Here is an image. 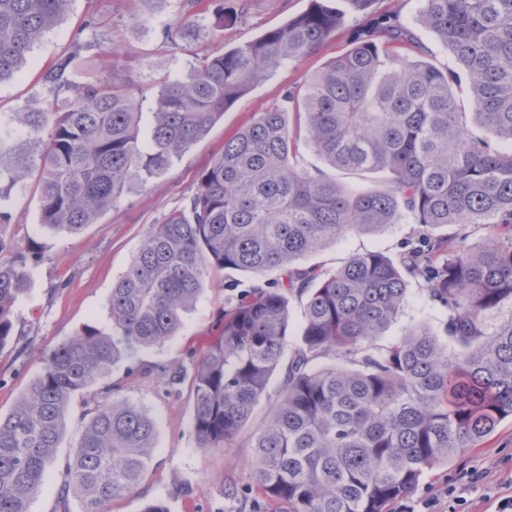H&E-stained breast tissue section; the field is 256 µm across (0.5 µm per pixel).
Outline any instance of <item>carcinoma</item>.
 I'll return each instance as SVG.
<instances>
[{
  "mask_svg": "<svg viewBox=\"0 0 512 512\" xmlns=\"http://www.w3.org/2000/svg\"><path fill=\"white\" fill-rule=\"evenodd\" d=\"M131 2L141 23L165 0ZM68 3L0 0V82L24 72ZM206 11L203 0H184L179 36ZM213 13L224 29L243 10L221 3ZM418 21L454 67L430 63L399 13L380 14L281 105L253 113L225 140L195 194L153 225L112 286L111 331L83 325L0 414V512H30L72 402L94 386L64 465L60 512L72 498L81 512H110L135 492L156 424L100 382L174 336L213 269L253 282L193 362V432L205 453L231 447L284 369L279 399L251 436L263 512H391L426 472L512 417V0H420ZM101 24L88 15L71 51L39 75L47 107L14 113L17 127L0 133V202L33 181L40 224L53 233L97 223L130 180L165 173L241 96L334 38L343 16L329 0H310L255 41L198 58L187 77L163 82L146 136L141 100L113 73L124 42L82 37ZM87 52L112 75L73 80ZM462 84L471 112L454 95ZM307 152L351 177L383 172L389 181L353 190L303 167ZM403 218L416 227L396 257L366 251L333 270L298 264L341 236ZM269 271L279 272L273 282ZM410 277L447 312L453 353L422 326L379 343L402 313ZM29 282L26 255L0 260V348ZM294 293L307 299L290 349Z\"/></svg>",
  "mask_w": 512,
  "mask_h": 512,
  "instance_id": "carcinoma-1",
  "label": "carcinoma"
}]
</instances>
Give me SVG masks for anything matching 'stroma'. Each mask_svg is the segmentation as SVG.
Returning <instances> with one entry per match:
<instances>
[{
	"label": "stroma",
	"instance_id": "35a3bbf8",
	"mask_svg": "<svg viewBox=\"0 0 512 512\" xmlns=\"http://www.w3.org/2000/svg\"><path fill=\"white\" fill-rule=\"evenodd\" d=\"M243 6L234 27L221 29L213 18L203 20L191 41L176 39L183 0H166L143 25L130 18L129 0H72L63 21L48 32L29 57L25 76L0 83V125L9 126L13 113L45 108L48 90L37 74L68 47L79 23L96 14L103 20L95 38L105 42L121 36L126 55L118 72L142 101L143 128H150L151 110L166 76H187L203 54L255 40L267 29L281 26L307 10L309 0H224ZM344 15V24L332 41L317 52L276 69L261 85L227 109L208 133L191 146L163 175L148 184L131 182L124 195L98 223L76 234H50L39 222V200L34 184L17 189L7 205L10 223L0 225V239L10 253L38 252L30 265V285L13 309L15 336L0 349V414L11 411L21 392L41 369L50 353L84 324L110 330L107 299L113 284L127 270L133 255L153 225L181 207L197 188V174L224 147V141L246 123L252 113L280 105L285 91L303 85L309 77L349 47L353 33L374 15L400 10L430 51L431 62L453 66L451 52L418 21L419 0H374L369 11H353L349 0H332ZM414 229L411 222L393 224L379 232L339 237L324 251L306 256L304 265L333 269L352 255L376 250L397 255ZM246 273L214 271L207 278L194 307L184 314L175 336L158 348L140 351L108 376L116 396L144 409L156 422L152 462L132 495L115 500L112 512H144L163 502L167 512H255L253 450L250 431H243L232 447L203 453L193 433V393L190 381L170 383L168 371L191 369L192 356L201 355L220 333V313L248 288ZM446 312L431 303L421 283L410 280L402 316L386 332L387 340L409 327L422 325L443 335ZM85 406L75 400L55 462L47 468L43 485L30 512H54L62 483L65 458L79 437ZM512 500V419H506L476 448L448 464L429 471L416 491L398 503L399 512H498L501 501Z\"/></svg>",
	"mask_w": 512,
	"mask_h": 512
}]
</instances>
